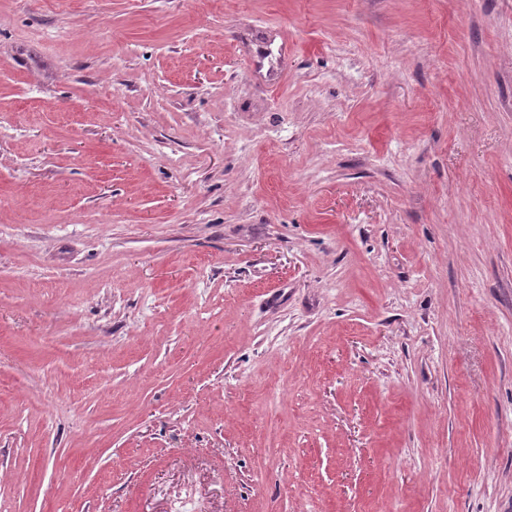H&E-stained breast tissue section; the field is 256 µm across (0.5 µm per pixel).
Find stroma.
I'll return each instance as SVG.
<instances>
[{"instance_id": "stroma-1", "label": "stroma", "mask_w": 512, "mask_h": 512, "mask_svg": "<svg viewBox=\"0 0 512 512\" xmlns=\"http://www.w3.org/2000/svg\"><path fill=\"white\" fill-rule=\"evenodd\" d=\"M0 512H512V0H0Z\"/></svg>"}]
</instances>
